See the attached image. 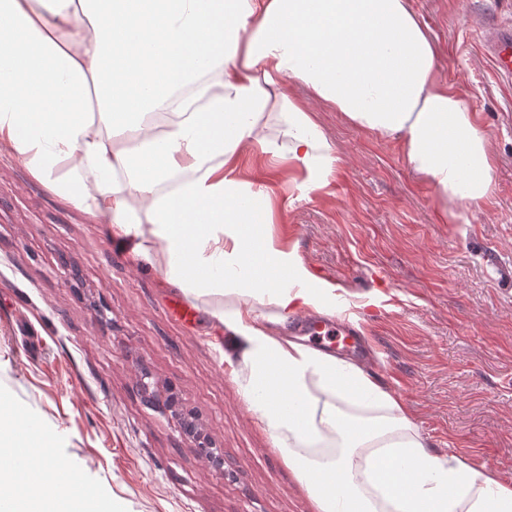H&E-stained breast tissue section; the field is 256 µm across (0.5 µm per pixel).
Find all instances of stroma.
Instances as JSON below:
<instances>
[{"instance_id": "obj_1", "label": "stroma", "mask_w": 512, "mask_h": 512, "mask_svg": "<svg viewBox=\"0 0 512 512\" xmlns=\"http://www.w3.org/2000/svg\"><path fill=\"white\" fill-rule=\"evenodd\" d=\"M437 50L438 78L462 91L489 139L495 187L445 220L398 140L359 130L301 86L341 165L299 195L288 167L242 164L276 190L275 239L341 288L372 362L428 448L512 485V79L479 33L512 0H410ZM158 271L130 265L106 225L0 153V404L32 419L49 465L91 492L87 512H315L224 361L214 317L195 323ZM176 395L224 456L211 469L174 413Z\"/></svg>"}]
</instances>
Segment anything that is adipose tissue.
I'll return each instance as SVG.
<instances>
[{
    "instance_id": "adipose-tissue-1",
    "label": "adipose tissue",
    "mask_w": 512,
    "mask_h": 512,
    "mask_svg": "<svg viewBox=\"0 0 512 512\" xmlns=\"http://www.w3.org/2000/svg\"><path fill=\"white\" fill-rule=\"evenodd\" d=\"M299 83L354 126L394 138L442 202L494 190L484 130L437 77L410 0H0V151L107 225L133 265L208 304L253 416L316 512H512V486L427 449L400 401L356 363L288 339L336 314V285L271 232L276 197L239 171L257 153L295 188L340 164ZM0 416V489L24 512H82L57 468L7 450L34 437Z\"/></svg>"
}]
</instances>
